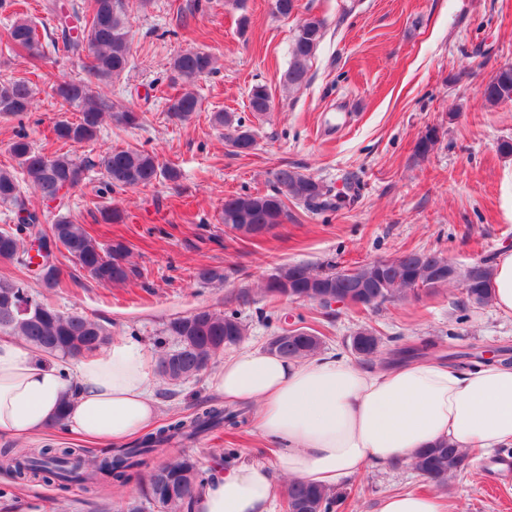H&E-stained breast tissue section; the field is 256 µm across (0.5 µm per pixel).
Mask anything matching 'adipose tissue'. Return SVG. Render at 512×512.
Instances as JSON below:
<instances>
[{
	"label": "adipose tissue",
	"mask_w": 512,
	"mask_h": 512,
	"mask_svg": "<svg viewBox=\"0 0 512 512\" xmlns=\"http://www.w3.org/2000/svg\"><path fill=\"white\" fill-rule=\"evenodd\" d=\"M211 385L228 403L255 407L273 463L216 467L193 512H272L276 475L331 488L370 465L411 462L439 442L489 452L512 446V364L467 370L432 359L366 371L345 358L288 360L245 349L225 358ZM152 364L135 340L62 362L17 337L0 338V437L47 440L57 414L66 435L119 445L147 432L159 411ZM379 512H448L442 495H387Z\"/></svg>",
	"instance_id": "ef3b65f1"
}]
</instances>
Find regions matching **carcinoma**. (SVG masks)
I'll return each instance as SVG.
<instances>
[{
  "mask_svg": "<svg viewBox=\"0 0 512 512\" xmlns=\"http://www.w3.org/2000/svg\"><path fill=\"white\" fill-rule=\"evenodd\" d=\"M129 0H88L67 9L59 0H44L43 10L57 22L59 37L51 41L53 52L68 58L85 60L89 78H72L53 82V92L61 109H75L76 119L58 120L53 125L56 140L80 144L93 140L105 115L116 123L136 126L140 116L132 108L114 109L94 82L111 83L120 79L130 64ZM325 37V21L309 16L298 25L290 49L288 69L281 81L288 90L299 88L307 80L309 64ZM5 46L27 51L31 60L45 57L35 24L25 16H17L8 26ZM218 69L213 54L189 49L169 62L171 81L180 91L168 99L167 112L179 121H189L201 111L202 99L195 90L196 82ZM512 93V66L498 70L483 93L486 104L494 106ZM34 89L27 79H0V115L21 116L33 106ZM250 112L263 116L271 111L272 101L267 88L254 86L248 98ZM214 124L224 128V140L240 156L251 154L257 146L251 127L229 112H216ZM437 130L431 128L415 146V154L427 156L436 144ZM10 152L46 203L58 201L54 222L40 224L34 212L29 223L13 224L0 229V259L15 261L24 268L32 240L52 239L55 246L67 252V258L86 270L102 285L126 282L133 269L128 264V250L121 242L105 247L89 230L76 223L67 210V194L77 186L81 165L67 153L47 154L34 147L26 133L20 132L10 145ZM98 165L109 190L147 188L159 179L175 182L180 172L173 165H164L147 150L113 148L99 158ZM274 186L266 193H244L224 199V226L245 237L260 241L288 220L287 201H298L315 211L329 207V189L320 181L292 167L283 166L273 175ZM0 204L24 206L20 181L15 172L0 168ZM448 259L438 250H411L393 260L372 261L351 270L328 263L321 269L305 264H289L280 268L264 285V293L276 297L309 300L329 307V300L364 308H376L423 291L451 283L437 277L447 268ZM478 272L457 279L465 301L483 306L492 301L493 265L484 259ZM193 277L201 284L224 282V274L211 267H199ZM0 333L18 336L35 349L55 357L79 359L93 354L111 340V332L99 321L77 312H61L38 295L28 291L25 283L0 277ZM163 335L171 336L177 346L164 351L156 360V371L171 381L195 377L204 372L203 364L226 348L236 346L246 336V325L236 311L216 312L198 309L169 320ZM277 335L283 342L276 353L290 359H305L317 354L322 338L309 327L281 329ZM360 348L355 352L363 361H371L380 353L381 338L370 327L354 335ZM246 423L245 411L229 410L213 404L191 417L178 419L141 439L133 448L117 449L87 457L79 448H36L31 453L16 455L0 450V469L19 481L52 477L67 489L78 486L92 494L97 486H124L143 463L142 457L175 437L192 440L215 429L237 428ZM464 453L449 443H441L416 455L414 469L431 485L442 487L448 475L459 470ZM161 478L171 486L165 497L157 496L155 480H148L142 489L141 502L156 512H191L194 494L208 480L203 463L182 457L160 465ZM287 512H305L303 504L313 502L318 512H333L336 497L330 490L302 481L290 480L286 486Z\"/></svg>",
  "mask_w": 512,
  "mask_h": 512,
  "instance_id": "1",
  "label": "carcinoma"
}]
</instances>
